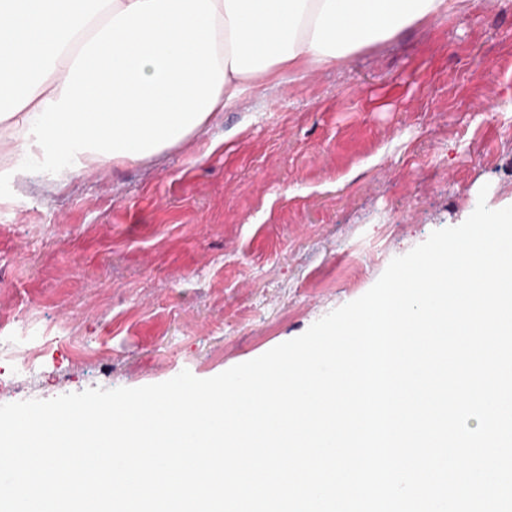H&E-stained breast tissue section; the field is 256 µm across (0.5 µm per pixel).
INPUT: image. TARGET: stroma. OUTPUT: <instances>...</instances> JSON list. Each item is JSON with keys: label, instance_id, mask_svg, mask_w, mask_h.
<instances>
[{"label": "stroma", "instance_id": "1", "mask_svg": "<svg viewBox=\"0 0 512 512\" xmlns=\"http://www.w3.org/2000/svg\"><path fill=\"white\" fill-rule=\"evenodd\" d=\"M512 204V0L255 88L178 148L0 186V404L210 378Z\"/></svg>", "mask_w": 512, "mask_h": 512}]
</instances>
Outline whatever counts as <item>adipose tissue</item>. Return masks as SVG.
<instances>
[{
	"label": "adipose tissue",
	"instance_id": "1",
	"mask_svg": "<svg viewBox=\"0 0 512 512\" xmlns=\"http://www.w3.org/2000/svg\"><path fill=\"white\" fill-rule=\"evenodd\" d=\"M474 0H0V182L137 163L284 75Z\"/></svg>",
	"mask_w": 512,
	"mask_h": 512
}]
</instances>
